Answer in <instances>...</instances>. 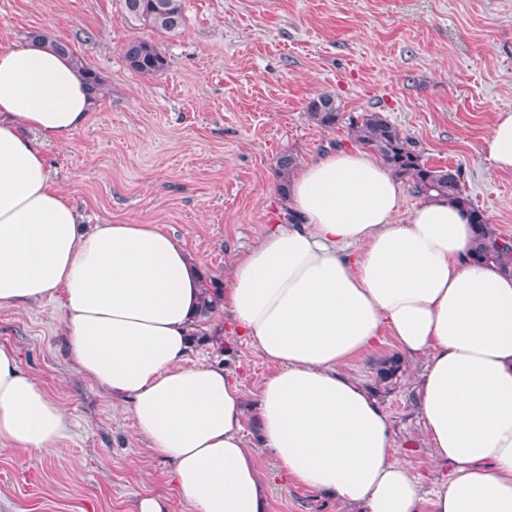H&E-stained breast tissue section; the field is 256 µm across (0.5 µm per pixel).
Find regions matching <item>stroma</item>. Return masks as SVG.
I'll return each instance as SVG.
<instances>
[{
    "instance_id": "stroma-1",
    "label": "stroma",
    "mask_w": 512,
    "mask_h": 512,
    "mask_svg": "<svg viewBox=\"0 0 512 512\" xmlns=\"http://www.w3.org/2000/svg\"><path fill=\"white\" fill-rule=\"evenodd\" d=\"M174 36L135 29L119 0H0V47L46 30L82 55L103 91L86 126L64 141L28 137L57 185L91 224H151L226 277L232 256L257 245L282 217L277 161L306 162L342 145L306 105L336 97L345 114L382 113L411 137L424 161L458 169L472 202L498 233L512 236V173L480 154L494 112L512 107V0H184ZM157 44L164 70L143 76L126 65L132 37ZM223 351L196 347L190 363L234 371L253 399L273 365L223 313ZM0 345L14 348L72 421L51 454L0 450V512H134L145 494L188 507L152 457L127 405L75 370L65 356L62 310L46 301L0 309ZM393 341L342 370L373 391L392 423L393 446L424 488L435 467L417 419L418 363L400 385L376 386L374 363ZM259 460L268 512H336L329 498L286 478L264 450L253 411L243 420Z\"/></svg>"
}]
</instances>
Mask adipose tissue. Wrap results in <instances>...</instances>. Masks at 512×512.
Wrapping results in <instances>:
<instances>
[{
	"mask_svg": "<svg viewBox=\"0 0 512 512\" xmlns=\"http://www.w3.org/2000/svg\"><path fill=\"white\" fill-rule=\"evenodd\" d=\"M96 96L58 52L0 48V308L60 298L65 353L131 404L190 512H267L231 370L189 364L203 272L149 224L82 227L28 139L64 140ZM483 155L512 172V108ZM298 222L270 225L232 261L220 305L275 371L256 393L264 448L339 512H512V277L467 257L473 228L438 196L404 209L399 181L359 151L322 153L289 178ZM391 337L423 359L420 422L444 479L423 492L368 390L341 373ZM65 409L0 345V447L49 454Z\"/></svg>",
	"mask_w": 512,
	"mask_h": 512,
	"instance_id": "obj_1",
	"label": "adipose tissue"
}]
</instances>
